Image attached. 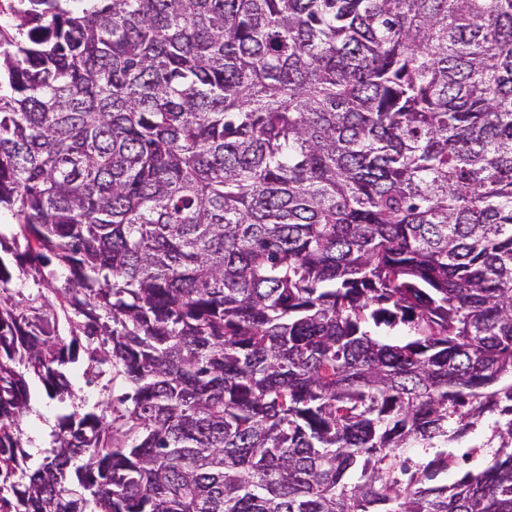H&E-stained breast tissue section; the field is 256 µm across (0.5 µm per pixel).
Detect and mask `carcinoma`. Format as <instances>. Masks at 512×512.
I'll return each instance as SVG.
<instances>
[{
  "label": "carcinoma",
  "instance_id": "cac0c4a2",
  "mask_svg": "<svg viewBox=\"0 0 512 512\" xmlns=\"http://www.w3.org/2000/svg\"><path fill=\"white\" fill-rule=\"evenodd\" d=\"M12 10L0 512H512V0ZM59 404L56 401L48 399L45 393L36 389L32 394V411L25 417V427L32 443L27 448L33 455L35 461H41V451L48 446L52 426L54 425L56 415L61 412ZM39 443H36V440Z\"/></svg>",
  "mask_w": 512,
  "mask_h": 512
}]
</instances>
